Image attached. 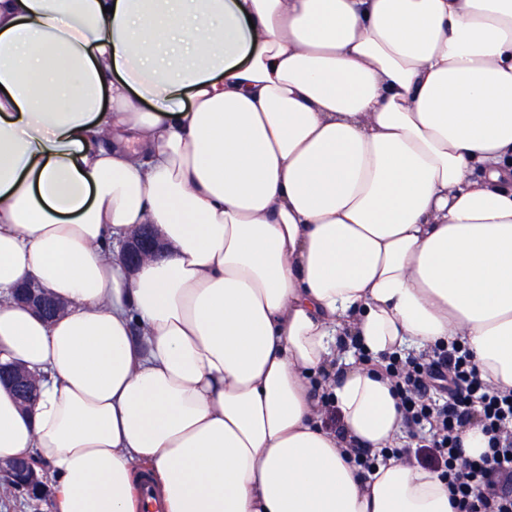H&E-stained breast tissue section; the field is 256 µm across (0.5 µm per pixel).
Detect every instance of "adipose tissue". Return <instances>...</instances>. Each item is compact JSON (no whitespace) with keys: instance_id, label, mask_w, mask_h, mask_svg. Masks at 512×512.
Returning a JSON list of instances; mask_svg holds the SVG:
<instances>
[{"instance_id":"obj_1","label":"adipose tissue","mask_w":512,"mask_h":512,"mask_svg":"<svg viewBox=\"0 0 512 512\" xmlns=\"http://www.w3.org/2000/svg\"><path fill=\"white\" fill-rule=\"evenodd\" d=\"M453 342L512 391V0H0V364L39 382L0 463L44 512H144L140 472L164 512H453L380 456L385 358ZM164 250L150 225H145L122 243V258L130 268L143 259L160 255ZM18 303L31 307L44 318H54L64 309V304L49 292L32 283L20 286L15 295ZM8 473V486L12 490L18 488L33 489L42 484V479L38 476L31 462L25 458H18L9 462L6 466L0 464V473Z\"/></svg>"}]
</instances>
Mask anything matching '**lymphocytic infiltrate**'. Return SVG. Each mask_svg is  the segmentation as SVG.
Returning a JSON list of instances; mask_svg holds the SVG:
<instances>
[{
    "mask_svg": "<svg viewBox=\"0 0 512 512\" xmlns=\"http://www.w3.org/2000/svg\"><path fill=\"white\" fill-rule=\"evenodd\" d=\"M385 372L406 428L420 439L418 454L448 485L453 512H512V392L484 381L459 344L390 358ZM474 422L488 446L468 457L460 432Z\"/></svg>",
    "mask_w": 512,
    "mask_h": 512,
    "instance_id": "1",
    "label": "lymphocytic infiltrate"
}]
</instances>
